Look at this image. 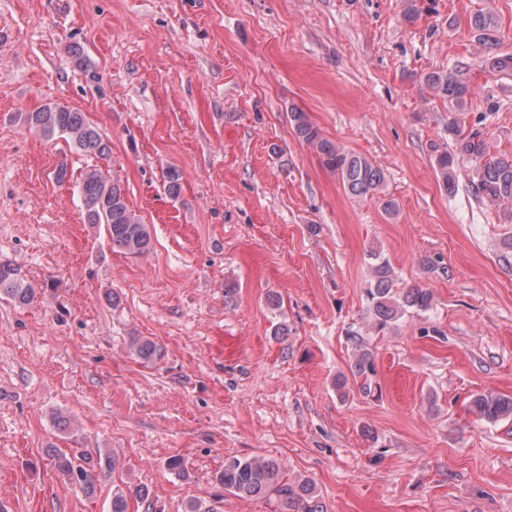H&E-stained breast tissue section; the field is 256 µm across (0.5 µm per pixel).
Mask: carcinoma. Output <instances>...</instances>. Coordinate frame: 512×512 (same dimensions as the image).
<instances>
[{"label":"carcinoma","mask_w":512,"mask_h":512,"mask_svg":"<svg viewBox=\"0 0 512 512\" xmlns=\"http://www.w3.org/2000/svg\"><path fill=\"white\" fill-rule=\"evenodd\" d=\"M470 23L484 41L490 39L491 32L497 27L496 16L491 12L474 14ZM427 85L448 98L455 112L464 111L472 95L469 86L451 71L429 75ZM18 117L29 130L45 138H61L68 146L101 159L111 154L109 140L103 138L79 110L49 103L31 112H20ZM291 121L296 136L317 149L324 166L336 173L349 194L372 198L384 193L385 174L380 167L324 138L306 113H291ZM448 137L452 140V149H438L435 155L436 171L444 188L450 193L455 191V169L459 162L467 161L471 166L470 184L474 195L502 209L504 217L512 220V159L491 156L483 132L477 127L462 126L454 116L448 117ZM79 193L87 223L105 225L112 245L134 256L150 250L149 227L129 208L118 175L96 166L89 167L81 175ZM372 258L376 264L372 266V280L370 288L366 289V297L373 330L383 332L409 314L426 313L432 309L434 296L430 289L399 287L390 264L379 260L375 253ZM33 293L34 289L19 277L18 269L0 263V296L25 304ZM346 336L354 350L351 374L354 379L361 380V389L368 395L372 377L376 374L374 355L362 332L350 329ZM132 349L138 358L147 362L159 356V347L150 339H133ZM471 407L489 422L512 418V397L482 393L472 399ZM56 465L62 475L76 482L89 498L95 495L99 482L95 469L108 468L111 461L107 459L104 465L94 467L86 461L78 463L74 458L58 455ZM217 481L224 490L241 498L274 495L287 512H324L315 487L306 480H288L275 459L227 458Z\"/></svg>","instance_id":"obj_1"}]
</instances>
